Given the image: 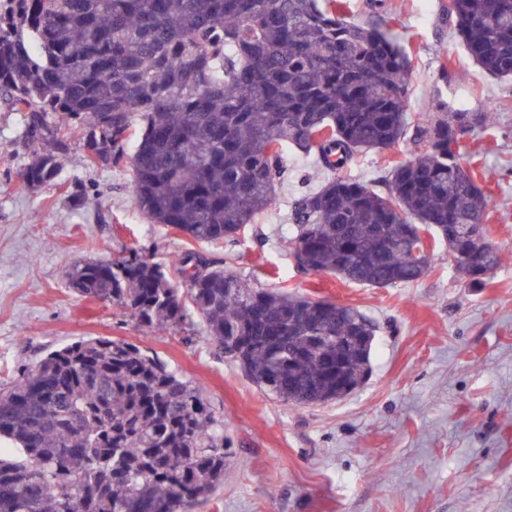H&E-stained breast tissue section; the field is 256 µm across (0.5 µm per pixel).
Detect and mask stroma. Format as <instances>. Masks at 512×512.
<instances>
[{"label": "stroma", "mask_w": 512, "mask_h": 512, "mask_svg": "<svg viewBox=\"0 0 512 512\" xmlns=\"http://www.w3.org/2000/svg\"><path fill=\"white\" fill-rule=\"evenodd\" d=\"M446 2L388 0L387 23L411 59L412 117L435 98L470 113L462 163L491 198L486 231L501 254L484 284L461 277L441 244L429 273L408 285L298 270L280 238L294 200L328 174L291 148L275 206L228 246L150 223L131 169L87 167L76 143L61 158L60 186L26 190L19 174L33 151L20 113L0 107V390L65 344L124 340L200 383L224 420V483L196 512H512V85L473 63ZM414 154L407 141L371 151L348 175L382 191ZM91 191L98 205H82ZM186 248L229 259L250 287L360 309L378 325L369 380L338 401L285 404L219 354L199 323L153 332L68 286L78 262L136 250L165 264Z\"/></svg>", "instance_id": "stroma-1"}]
</instances>
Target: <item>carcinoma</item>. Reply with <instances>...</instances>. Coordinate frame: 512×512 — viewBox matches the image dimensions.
Returning <instances> with one entry per match:
<instances>
[{"label":"carcinoma","instance_id":"carcinoma-1","mask_svg":"<svg viewBox=\"0 0 512 512\" xmlns=\"http://www.w3.org/2000/svg\"><path fill=\"white\" fill-rule=\"evenodd\" d=\"M0 0V104L23 118L35 159L29 191L59 185L75 135L90 167L130 164L153 224L196 242L234 243L276 203L284 149L349 168L409 140L388 191L335 176L293 204L281 244L307 273L386 288L430 268L420 233L448 245L458 274L482 284L501 260L490 199L461 163L448 115L409 113L410 59L366 0ZM465 48L512 82V0H448ZM139 134L127 143L134 121ZM481 228L482 242L473 239ZM485 246L484 265L471 250ZM162 267L131 252L83 262L69 288L141 327L199 318L209 341L261 390L296 406L341 399L371 371L376 325L359 309L255 291L229 266L182 250ZM0 512H194L224 483V421L201 387L136 345L79 340L48 353L0 394Z\"/></svg>","mask_w":512,"mask_h":512}]
</instances>
